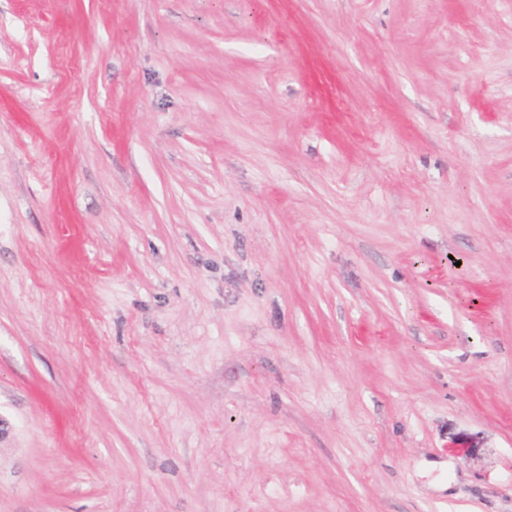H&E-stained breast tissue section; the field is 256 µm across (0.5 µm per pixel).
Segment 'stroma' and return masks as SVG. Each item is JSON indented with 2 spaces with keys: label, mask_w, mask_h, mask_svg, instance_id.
<instances>
[{
  "label": "stroma",
  "mask_w": 512,
  "mask_h": 512,
  "mask_svg": "<svg viewBox=\"0 0 512 512\" xmlns=\"http://www.w3.org/2000/svg\"><path fill=\"white\" fill-rule=\"evenodd\" d=\"M0 512H512V0H0Z\"/></svg>",
  "instance_id": "35a3bbf8"
}]
</instances>
